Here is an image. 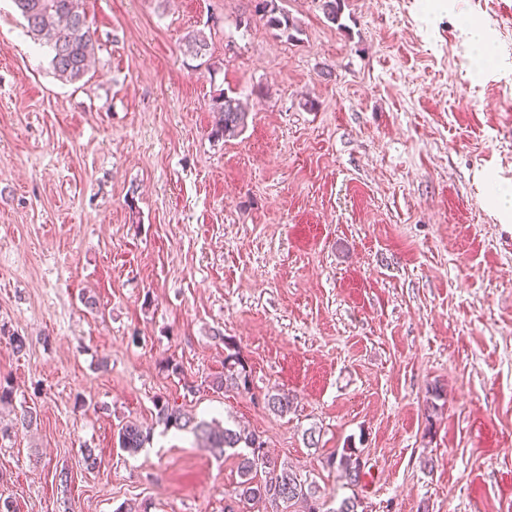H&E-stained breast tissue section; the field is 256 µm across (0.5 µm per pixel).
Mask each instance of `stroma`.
Masks as SVG:
<instances>
[{
  "mask_svg": "<svg viewBox=\"0 0 512 512\" xmlns=\"http://www.w3.org/2000/svg\"><path fill=\"white\" fill-rule=\"evenodd\" d=\"M281 5L294 39L250 0H85L96 62L68 84L0 0V497L16 512H241L236 455L164 428L161 400L255 431L329 512L352 495L365 512H512V220L495 205L512 0H344L336 24L321 0ZM465 17L497 55L481 71ZM194 31L205 57L185 50ZM222 91L248 103L230 138L211 134ZM230 344L249 391L209 385ZM274 389L290 413L264 408ZM24 408L37 423L14 430ZM129 420L151 431L135 454L117 445ZM349 447L354 487L323 465Z\"/></svg>",
  "mask_w": 512,
  "mask_h": 512,
  "instance_id": "stroma-1",
  "label": "stroma"
}]
</instances>
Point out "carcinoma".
I'll return each instance as SVG.
<instances>
[{
  "instance_id": "1",
  "label": "carcinoma",
  "mask_w": 512,
  "mask_h": 512,
  "mask_svg": "<svg viewBox=\"0 0 512 512\" xmlns=\"http://www.w3.org/2000/svg\"><path fill=\"white\" fill-rule=\"evenodd\" d=\"M16 11L26 23L28 32L40 45L48 48L54 74L62 81L75 83L90 71L95 57L96 41L89 30L83 0H12ZM254 15L266 21L273 30L294 38L298 31L293 18L278 0H253ZM187 52L203 57L208 43L202 34H192L185 40ZM212 111L217 119L212 134L225 138L235 137L245 128L248 114L239 99L220 92L212 99ZM230 353L224 357V373L211 380L216 391L228 389L249 390L250 374L247 362L240 352L225 343ZM265 405L276 414H286L294 406V395L281 390L269 392ZM156 417L168 427L178 430L191 429L194 435L206 443V447L218 456H224L228 448H244L239 454L237 496L246 505L260 503L300 505L303 512H323L317 487L289 467L278 464L265 450L266 442L257 433L246 430L220 428L205 422H197L182 407L168 401L156 403ZM150 438V431L142 425L128 421L117 432L118 446L135 454ZM326 464L356 485L362 478V457L356 448H343L330 455Z\"/></svg>"
}]
</instances>
